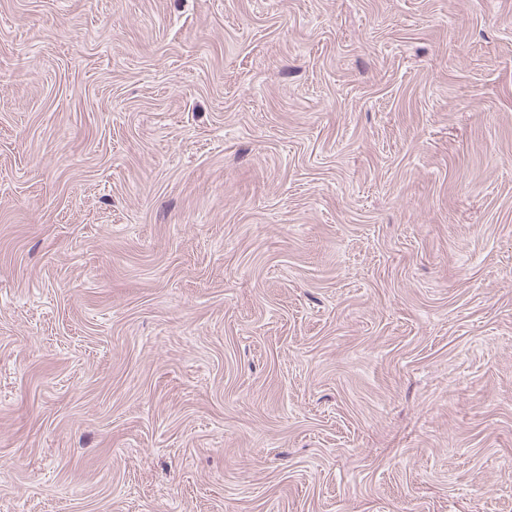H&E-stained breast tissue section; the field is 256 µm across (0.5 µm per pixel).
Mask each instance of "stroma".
Listing matches in <instances>:
<instances>
[{"instance_id": "stroma-1", "label": "stroma", "mask_w": 512, "mask_h": 512, "mask_svg": "<svg viewBox=\"0 0 512 512\" xmlns=\"http://www.w3.org/2000/svg\"><path fill=\"white\" fill-rule=\"evenodd\" d=\"M0 512H512V0H0Z\"/></svg>"}]
</instances>
